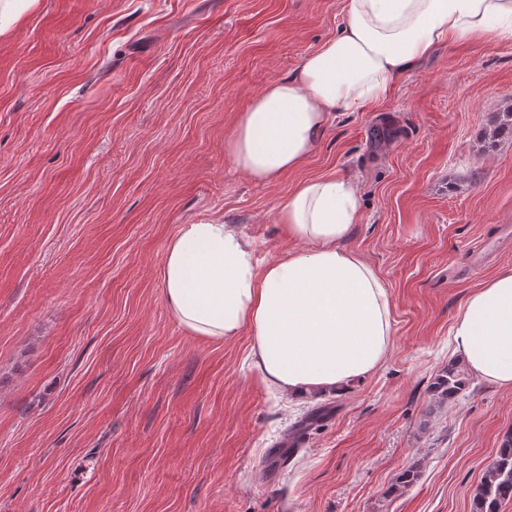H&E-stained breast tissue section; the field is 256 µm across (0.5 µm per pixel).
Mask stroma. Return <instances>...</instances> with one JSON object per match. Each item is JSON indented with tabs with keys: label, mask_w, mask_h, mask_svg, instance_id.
<instances>
[{
	"label": "stroma",
	"mask_w": 512,
	"mask_h": 512,
	"mask_svg": "<svg viewBox=\"0 0 512 512\" xmlns=\"http://www.w3.org/2000/svg\"><path fill=\"white\" fill-rule=\"evenodd\" d=\"M345 23L343 0H38L0 36V512H471L512 392L455 361L468 293L512 268V40L438 48L382 102L332 115L274 184L224 153L236 118ZM356 181L347 247L392 299L393 344L271 468L310 411L268 392L249 330L190 335L162 296L181 225H236L265 262L294 184ZM419 465L416 483L390 493ZM467 386L465 370L457 362H449L433 383V392L440 403L454 400Z\"/></svg>",
	"instance_id": "obj_1"
}]
</instances>
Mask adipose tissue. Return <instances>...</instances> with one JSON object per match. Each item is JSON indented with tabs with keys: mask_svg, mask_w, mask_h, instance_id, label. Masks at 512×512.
I'll return each mask as SVG.
<instances>
[{
	"mask_svg": "<svg viewBox=\"0 0 512 512\" xmlns=\"http://www.w3.org/2000/svg\"><path fill=\"white\" fill-rule=\"evenodd\" d=\"M344 12L336 37L237 116L224 152L254 181L271 184L300 168L331 113L383 99L437 47L489 33L512 39V0H344ZM279 218L301 247L262 265L232 226L182 225L166 247L163 299L194 336L223 341L249 329L257 377L301 399L383 364L393 342L391 298L374 267L342 246L359 218L350 179L298 183ZM451 336L471 374L512 392V268L468 294Z\"/></svg>",
	"mask_w": 512,
	"mask_h": 512,
	"instance_id": "1",
	"label": "adipose tissue"
}]
</instances>
